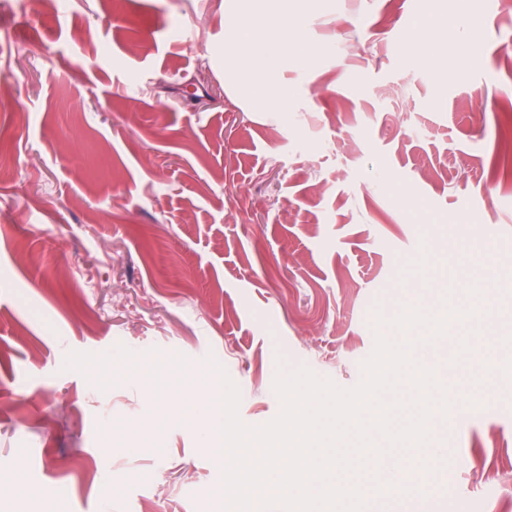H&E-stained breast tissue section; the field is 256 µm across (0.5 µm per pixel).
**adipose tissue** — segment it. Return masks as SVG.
Segmentation results:
<instances>
[{"label":"adipose tissue","instance_id":"1","mask_svg":"<svg viewBox=\"0 0 512 512\" xmlns=\"http://www.w3.org/2000/svg\"><path fill=\"white\" fill-rule=\"evenodd\" d=\"M321 0H225L224 89L253 112L290 109L289 71L314 67L321 52L307 29ZM462 14L448 19L428 10L408 36V58L424 64L448 51L458 27L475 26Z\"/></svg>","mask_w":512,"mask_h":512}]
</instances>
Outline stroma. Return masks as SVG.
<instances>
[{
  "instance_id": "35a3bbf8",
  "label": "stroma",
  "mask_w": 512,
  "mask_h": 512,
  "mask_svg": "<svg viewBox=\"0 0 512 512\" xmlns=\"http://www.w3.org/2000/svg\"><path fill=\"white\" fill-rule=\"evenodd\" d=\"M441 6L481 73L464 28L394 52L411 0H332L282 120L224 91V0H0V481L29 489L0 512H222L206 357L265 424L277 357L356 385L416 281L495 314L432 512H512V12ZM408 36L406 56L415 64H424L448 52V39L460 26H470L475 32L478 23L468 14L457 16L448 28V16L435 10H425L420 22H414Z\"/></svg>"
}]
</instances>
